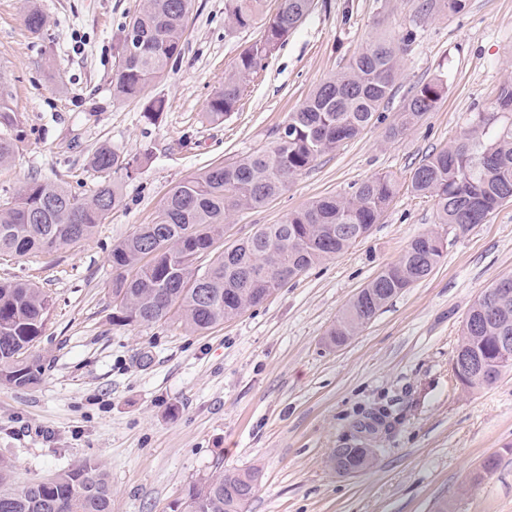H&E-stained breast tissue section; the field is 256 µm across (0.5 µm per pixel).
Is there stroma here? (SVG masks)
I'll list each match as a JSON object with an SVG mask.
<instances>
[{"mask_svg":"<svg viewBox=\"0 0 512 512\" xmlns=\"http://www.w3.org/2000/svg\"><path fill=\"white\" fill-rule=\"evenodd\" d=\"M143 2L34 0L46 19L35 35L24 0H0V81L23 131L13 162L0 167V202L33 179L91 196L90 158L103 144L135 161L119 179L121 203L90 238L50 256H0V280L31 281L52 299L35 348L41 382H0V457L22 482L101 461L112 512H172L193 484L245 469L259 472L246 512H512V373L472 393L452 371L468 309L512 275V203L451 232L431 199L409 188L412 171L492 111L512 80V0H466L459 13L442 0H313L220 123L206 119L207 102L261 25L225 32L224 0H191L180 55L144 91L167 102L151 122L143 99L112 94L120 32ZM408 33L384 121L224 225L229 245L316 198L389 176L396 196L366 238L201 334L113 320L112 246L154 222L172 186L273 146L289 113L370 39ZM438 77L447 88L437 107L389 138L412 91ZM431 231L447 241L436 269L345 345L329 346L352 296ZM380 410L372 465L337 474L336 449L353 447ZM492 454L496 471L471 485Z\"/></svg>","mask_w":512,"mask_h":512,"instance_id":"obj_1","label":"stroma"}]
</instances>
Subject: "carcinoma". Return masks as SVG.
<instances>
[{
	"mask_svg": "<svg viewBox=\"0 0 512 512\" xmlns=\"http://www.w3.org/2000/svg\"><path fill=\"white\" fill-rule=\"evenodd\" d=\"M190 0H145L123 27L118 41L122 63L112 78L113 93L140 96L160 79L181 51ZM312 0H279L263 14V0H225L227 28L262 22L261 38L239 56L232 74L207 103V117L221 122L237 110L244 85L306 17ZM408 39H378L352 57L346 68L325 79L288 115L268 150L221 162L189 177L165 195L157 220L112 245L113 318L127 325L176 320L203 333L263 303L312 266L357 242L361 231L379 222L397 191L387 176L351 186L293 211L279 224H262L249 237L224 247V221L241 210H260L321 156L383 121ZM446 84L442 78L416 89L389 134L397 137L433 111ZM496 115L480 113L456 143L428 157L410 179L411 190L433 199L439 223L466 231L512 201V84H504ZM0 165L13 158L19 122L0 92ZM134 162L103 144L91 166L99 184L88 199L62 186L33 180L0 205V256L51 254L92 235L120 202L116 180ZM442 236L430 232L411 241L399 259L383 268L349 301L328 332V342L346 343L394 297L428 277L443 257ZM212 253L200 265V252ZM52 299L37 285L0 281V382L36 384L43 371L33 347L42 335ZM512 336V275L487 287L461 326L457 352L482 363L467 374L464 389L495 384L512 365L496 363L499 339ZM369 448H338L331 458L339 474L359 472L372 462ZM256 470L219 472L190 488L173 512H243L255 495ZM0 512H112V485L105 468L84 460L54 476L15 481L14 465L0 459Z\"/></svg>",
	"mask_w": 512,
	"mask_h": 512,
	"instance_id": "carcinoma-1",
	"label": "carcinoma"
}]
</instances>
